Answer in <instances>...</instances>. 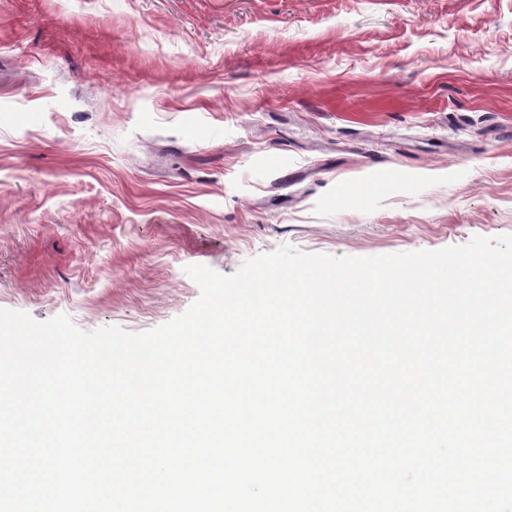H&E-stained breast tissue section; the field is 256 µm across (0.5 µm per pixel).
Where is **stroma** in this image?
<instances>
[{"label":"stroma","mask_w":512,"mask_h":512,"mask_svg":"<svg viewBox=\"0 0 512 512\" xmlns=\"http://www.w3.org/2000/svg\"><path fill=\"white\" fill-rule=\"evenodd\" d=\"M506 234L512 0H0V308L141 333L190 265Z\"/></svg>","instance_id":"obj_1"}]
</instances>
